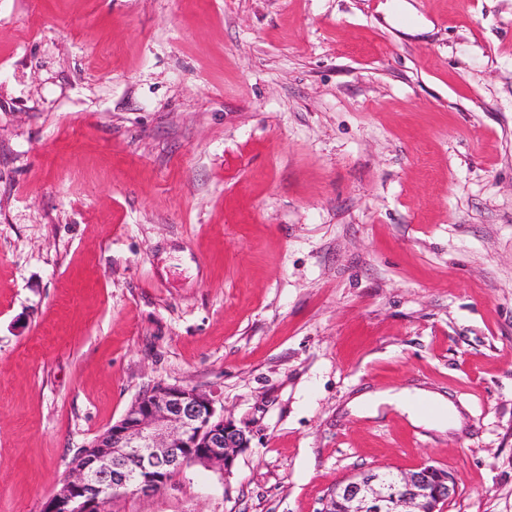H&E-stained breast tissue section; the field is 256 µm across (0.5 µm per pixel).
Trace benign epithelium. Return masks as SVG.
Segmentation results:
<instances>
[{"label": "benign epithelium", "instance_id": "1", "mask_svg": "<svg viewBox=\"0 0 512 512\" xmlns=\"http://www.w3.org/2000/svg\"><path fill=\"white\" fill-rule=\"evenodd\" d=\"M249 447L244 430L209 393L160 383L138 397L122 418L80 450L43 512H101V499L163 490L192 465L228 473ZM457 492L454 478L434 467L371 470L336 485L324 512H441Z\"/></svg>", "mask_w": 512, "mask_h": 512}]
</instances>
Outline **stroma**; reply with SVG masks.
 <instances>
[{
  "mask_svg": "<svg viewBox=\"0 0 512 512\" xmlns=\"http://www.w3.org/2000/svg\"><path fill=\"white\" fill-rule=\"evenodd\" d=\"M159 383L250 446L111 512H512V0H0V512ZM420 394L428 395L436 404L440 406L439 414L435 416H426L415 410L416 397ZM388 402L396 404L405 411L413 423L423 424L432 427L457 426L459 423V414L455 407L440 395L426 393L421 391L400 390L393 394L383 395H363L354 402L357 410L364 415H377V407L380 403ZM456 492L454 478L434 466L393 473L371 470L336 485L323 512H335L338 502L346 510L336 512H393V501L399 512H441L440 504Z\"/></svg>",
  "mask_w": 512,
  "mask_h": 512,
  "instance_id": "stroma-1",
  "label": "stroma"
}]
</instances>
